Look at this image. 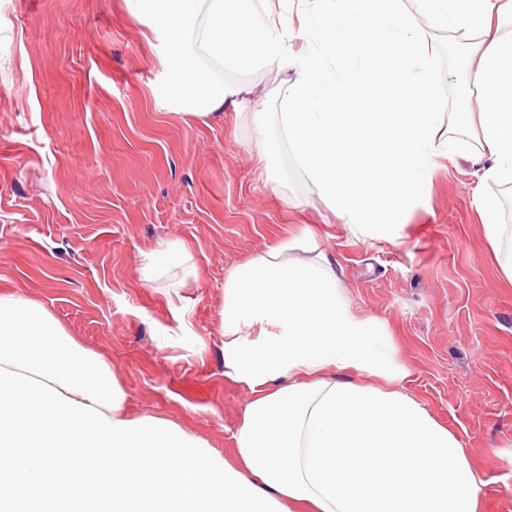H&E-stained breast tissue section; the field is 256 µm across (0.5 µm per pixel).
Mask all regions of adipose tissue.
<instances>
[{"label": "adipose tissue", "instance_id": "adipose-tissue-1", "mask_svg": "<svg viewBox=\"0 0 512 512\" xmlns=\"http://www.w3.org/2000/svg\"><path fill=\"white\" fill-rule=\"evenodd\" d=\"M156 36L159 111L207 117L237 97L241 71L292 72L281 138L354 234L396 242L444 135L437 50L416 18L470 41L480 108V184H512V0H131ZM305 42L293 51V40ZM484 237L512 281V226L476 195ZM171 292L197 278L182 244L146 253ZM224 376L253 394L227 459L177 423L128 417L111 364L42 305L0 294V512H480L482 479L459 437L405 388L385 322L357 316L332 263L274 254L224 283Z\"/></svg>", "mask_w": 512, "mask_h": 512}]
</instances>
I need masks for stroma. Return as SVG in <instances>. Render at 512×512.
Masks as SVG:
<instances>
[{
    "label": "stroma",
    "mask_w": 512,
    "mask_h": 512,
    "mask_svg": "<svg viewBox=\"0 0 512 512\" xmlns=\"http://www.w3.org/2000/svg\"><path fill=\"white\" fill-rule=\"evenodd\" d=\"M445 128L468 92L464 42L432 28ZM126 0H0V293L46 307L103 355L129 415L170 419L230 453L251 391L224 377L220 313L236 266L297 238L280 261L326 255L361 317L384 320L409 393L456 433L482 512H512V284L486 244L468 152L438 158L398 244L356 237L306 179L265 180L287 75L195 120L155 109L165 74ZM185 244L198 281L171 297L145 253ZM181 307L183 320L171 316Z\"/></svg>",
    "instance_id": "1"
}]
</instances>
